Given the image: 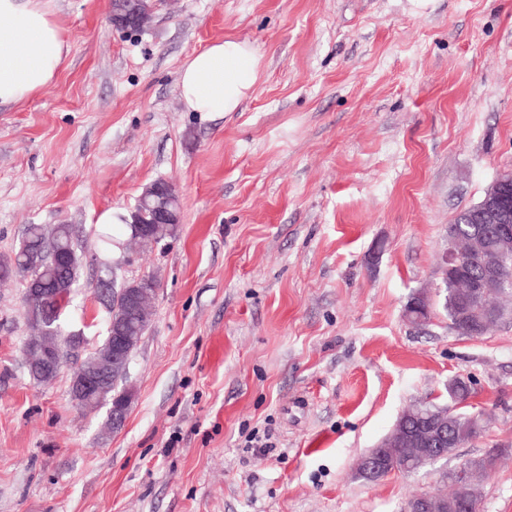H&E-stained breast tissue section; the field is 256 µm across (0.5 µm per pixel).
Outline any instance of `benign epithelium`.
I'll return each instance as SVG.
<instances>
[{
  "instance_id": "obj_1",
  "label": "benign epithelium",
  "mask_w": 512,
  "mask_h": 512,
  "mask_svg": "<svg viewBox=\"0 0 512 512\" xmlns=\"http://www.w3.org/2000/svg\"><path fill=\"white\" fill-rule=\"evenodd\" d=\"M135 20L140 27L146 26L151 16L130 9V0L112 2L111 23L115 30L128 28L129 20ZM512 173L503 172L487 190L477 209V218L485 228L479 235L462 239L455 231L448 233V250L442 257V269L463 270L473 260H479L481 274L463 289L466 313L475 314L479 321L489 324L496 321L500 312L482 305L490 295L507 294L512 288V277L505 271V255L512 253ZM164 194L170 199L179 197L176 187L167 181H157L147 187L140 196L135 210L131 213V223L140 224L144 218L142 205L150 198ZM431 295L427 291L414 293L404 310L406 320L413 325H422L429 320ZM107 361L90 368H80L73 372L70 386L72 399L104 391V379L112 362L124 359L128 337L124 331L108 320L106 328ZM68 343L59 336L55 321L48 317L41 325L38 335L24 346L25 362H42L51 368L55 375L63 369V351ZM460 384L457 380L448 381L446 405L435 406L426 414L425 427L414 430L407 425L406 416L398 418L391 433L362 457L357 464V472L374 480L386 477L385 469L393 458V449L408 448L410 454L405 460V470L416 471L429 458L441 457L438 445L451 439L448 426L457 418L463 401L459 399ZM127 408L122 395L112 399V430L122 428L126 421ZM484 471L469 467L463 478L448 482V495L440 498L417 496L409 500L406 512H480L479 481Z\"/></svg>"
}]
</instances>
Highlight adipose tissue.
Segmentation results:
<instances>
[{
	"label": "adipose tissue",
	"instance_id": "obj_1",
	"mask_svg": "<svg viewBox=\"0 0 512 512\" xmlns=\"http://www.w3.org/2000/svg\"><path fill=\"white\" fill-rule=\"evenodd\" d=\"M69 46L47 0H0V105L23 103L49 87ZM262 74L252 43L229 38L192 55L178 79L193 112H234Z\"/></svg>",
	"mask_w": 512,
	"mask_h": 512
}]
</instances>
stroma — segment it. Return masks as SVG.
I'll return each instance as SVG.
<instances>
[{
	"instance_id": "35a3bbf8",
	"label": "stroma",
	"mask_w": 512,
	"mask_h": 512,
	"mask_svg": "<svg viewBox=\"0 0 512 512\" xmlns=\"http://www.w3.org/2000/svg\"><path fill=\"white\" fill-rule=\"evenodd\" d=\"M139 32L111 0H51L70 52L55 82L0 106V260L30 224L72 225L82 265L63 317L84 344L28 375L20 279L0 281V512H404L494 448L480 512H512V318L455 334L441 304L448 226L512 171V0H152ZM229 37L263 75L237 111H186L179 71ZM176 237L120 250L153 279L124 427L71 400L106 336L97 231L157 180ZM470 378L482 436L412 474L357 461L403 410ZM269 434L268 448L247 447ZM131 19H135L137 25L141 28L149 23L151 16L149 13H141L138 9L132 11L130 9L129 0H114V2H112L111 17L113 29H128V22ZM430 310V293L427 291H418L410 297L405 306L404 314L409 323L422 325L429 320Z\"/></svg>"
}]
</instances>
